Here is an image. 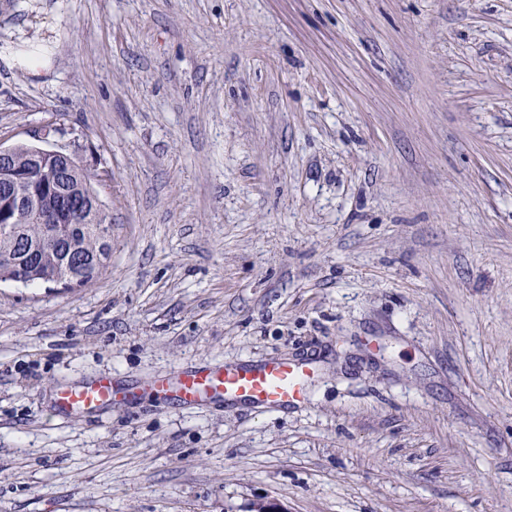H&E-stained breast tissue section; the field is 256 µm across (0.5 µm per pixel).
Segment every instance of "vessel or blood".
I'll return each instance as SVG.
<instances>
[{
	"label": "vessel or blood",
	"instance_id": "vessel-or-blood-1",
	"mask_svg": "<svg viewBox=\"0 0 512 512\" xmlns=\"http://www.w3.org/2000/svg\"><path fill=\"white\" fill-rule=\"evenodd\" d=\"M316 365L306 359L266 357L182 366L160 375L145 387L100 377L57 391L64 411L92 414L143 397H159L178 406L246 404L257 409L284 410L311 399Z\"/></svg>",
	"mask_w": 512,
	"mask_h": 512
}]
</instances>
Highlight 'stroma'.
<instances>
[{
    "label": "stroma",
    "instance_id": "stroma-1",
    "mask_svg": "<svg viewBox=\"0 0 512 512\" xmlns=\"http://www.w3.org/2000/svg\"><path fill=\"white\" fill-rule=\"evenodd\" d=\"M112 260L0 282V512H512V0H0V145ZM318 364L273 413L56 390Z\"/></svg>",
    "mask_w": 512,
    "mask_h": 512
}]
</instances>
